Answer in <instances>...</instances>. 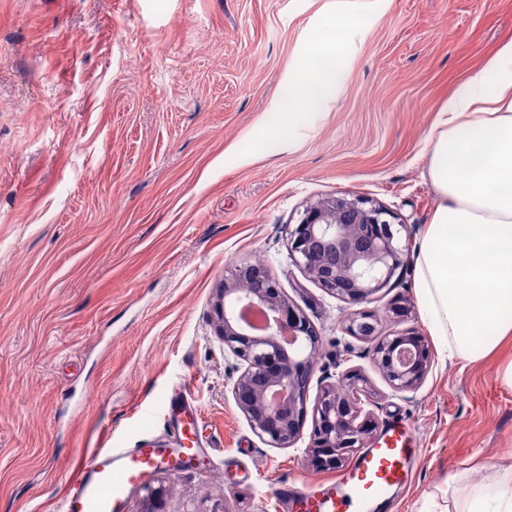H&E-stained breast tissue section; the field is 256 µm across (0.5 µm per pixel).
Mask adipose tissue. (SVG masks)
Listing matches in <instances>:
<instances>
[{
    "label": "adipose tissue",
    "mask_w": 512,
    "mask_h": 512,
    "mask_svg": "<svg viewBox=\"0 0 512 512\" xmlns=\"http://www.w3.org/2000/svg\"><path fill=\"white\" fill-rule=\"evenodd\" d=\"M390 0L337 8L307 36L288 73V91L270 106L246 147L227 156L262 157L264 143L297 129L336 97L338 69L354 46L355 14L375 16ZM430 133L429 181L441 198L415 264L420 311L439 349L472 363L512 336V41L449 98ZM482 482L454 498V512H512V466H489Z\"/></svg>",
    "instance_id": "adipose-tissue-1"
}]
</instances>
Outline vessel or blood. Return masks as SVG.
Instances as JSON below:
<instances>
[{
    "mask_svg": "<svg viewBox=\"0 0 512 512\" xmlns=\"http://www.w3.org/2000/svg\"><path fill=\"white\" fill-rule=\"evenodd\" d=\"M182 445L165 453L158 448H109L72 475L62 502V512H125L128 491L143 483L167 463L168 456L196 459L198 420L192 412L179 414ZM421 450L409 440L406 427L392 425L377 443L362 451L350 467L348 478L320 491L310 502L312 512H375L406 477Z\"/></svg>",
    "mask_w": 512,
    "mask_h": 512,
    "instance_id": "1",
    "label": "vessel or blood"
}]
</instances>
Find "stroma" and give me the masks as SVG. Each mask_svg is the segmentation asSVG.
<instances>
[{
  "instance_id": "obj_1",
  "label": "stroma",
  "mask_w": 512,
  "mask_h": 512,
  "mask_svg": "<svg viewBox=\"0 0 512 512\" xmlns=\"http://www.w3.org/2000/svg\"><path fill=\"white\" fill-rule=\"evenodd\" d=\"M336 0H0V512H58L79 463L107 448H171L165 396L187 385L203 468H165L167 512H297L278 489L326 488L309 437L274 448L232 387L242 372L211 320L224 275L262 257L321 335L309 386L358 370L378 429L406 423L419 464L377 512H427L449 476L512 462V342L471 363L438 351L422 386L393 392L354 311L288 254V228L328 196L405 225V266L371 310L410 307L440 202L430 130L472 71L512 40V0H392L357 17L335 101L263 159L225 158L280 95Z\"/></svg>"
}]
</instances>
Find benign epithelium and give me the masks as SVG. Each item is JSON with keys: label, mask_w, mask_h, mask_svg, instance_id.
Listing matches in <instances>:
<instances>
[{"label": "benign epithelium", "mask_w": 512, "mask_h": 512, "mask_svg": "<svg viewBox=\"0 0 512 512\" xmlns=\"http://www.w3.org/2000/svg\"><path fill=\"white\" fill-rule=\"evenodd\" d=\"M398 233L383 206L331 196L304 209L289 232L288 252L327 292L350 305L368 303L404 266L407 246L398 243ZM254 310L264 316L259 333L252 331L247 318ZM212 319L224 351L244 365L232 393L260 438L275 448L291 447L301 438L310 414L307 460L314 470H334L365 447L376 427L373 414L361 407L362 400L372 398L365 378L355 370L342 373L339 380L348 384L349 392L326 384L308 410L321 338L268 267L243 262L230 270L216 290ZM380 322L377 312L358 311L346 331L373 342L372 363L393 391L418 389L433 364L429 340L410 328L383 335ZM170 494L162 482L151 488L146 512H163Z\"/></svg>", "instance_id": "1"}]
</instances>
